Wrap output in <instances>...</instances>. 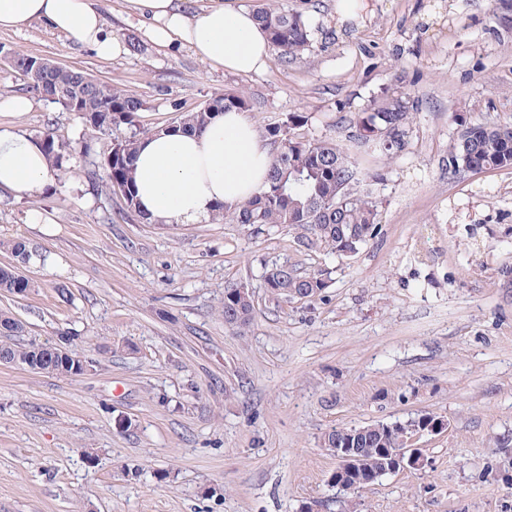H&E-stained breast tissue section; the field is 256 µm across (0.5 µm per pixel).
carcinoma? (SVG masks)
<instances>
[{
	"label": "carcinoma",
	"instance_id": "cac0c4a2",
	"mask_svg": "<svg viewBox=\"0 0 512 512\" xmlns=\"http://www.w3.org/2000/svg\"><path fill=\"white\" fill-rule=\"evenodd\" d=\"M271 44L281 50L283 58L293 59L310 50L312 26L301 12L283 10L278 0H264L255 11ZM0 51L13 55L11 69L31 78L32 55L13 49ZM42 79L55 89L63 110L70 112L64 92L74 84V70L55 68ZM250 102L244 93L215 96L196 109L182 112L178 126L185 131H200L218 112L235 108L245 112ZM84 108L102 114L96 131L106 133L121 124L134 126L138 113L145 110L144 100L136 93L118 87L99 85L84 100ZM415 101L404 93L388 90L379 105L356 119L359 143L387 156H396L408 143L414 119ZM456 138L448 148V173H478L512 168V127L472 122L467 116L455 115ZM307 123L301 112L288 113L286 120L265 128V136L278 146L268 174L267 185L241 205L220 207L212 216L215 222L234 224H270L300 230L311 236V243L340 257H351L377 231L380 201L363 187L364 174L359 161L339 144L329 140H308L294 130ZM388 130L391 139H374L372 132ZM41 145L52 161L56 176L67 170L72 156L69 143L46 134ZM137 136L118 140L104 157L99 169L88 171L109 192L119 191L129 206L138 208L133 192V173ZM330 272L302 271L288 263H275L263 278V288L274 300L318 297L328 287ZM30 281L21 279L8 267L0 268V290L14 294L16 288H28ZM253 293L247 289H224L221 314L224 325L241 329L254 315ZM420 428V421L406 424L378 422L358 428L335 427L323 438L324 447L358 448L365 459L367 473L363 481L347 480L339 492L350 498L388 474L382 449L396 448L404 438Z\"/></svg>",
	"mask_w": 512,
	"mask_h": 512
}]
</instances>
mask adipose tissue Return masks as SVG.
<instances>
[{"label":"adipose tissue","instance_id":"adipose-tissue-1","mask_svg":"<svg viewBox=\"0 0 512 512\" xmlns=\"http://www.w3.org/2000/svg\"><path fill=\"white\" fill-rule=\"evenodd\" d=\"M145 18L151 38L162 45L190 48L225 71L248 74L266 68L270 42L254 14L211 0L187 14L178 0H126ZM35 21L92 47L109 60L122 51L105 27L93 0H0V31H19ZM13 123L0 124V189L22 199L53 178L51 163L24 120L29 99L0 102ZM272 150L253 120L231 108L216 114L202 132H150L137 144L134 190L140 211L154 223L194 224L210 218L218 205L237 206L267 184Z\"/></svg>","mask_w":512,"mask_h":512}]
</instances>
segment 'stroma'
<instances>
[{"label":"stroma","mask_w":512,"mask_h":512,"mask_svg":"<svg viewBox=\"0 0 512 512\" xmlns=\"http://www.w3.org/2000/svg\"><path fill=\"white\" fill-rule=\"evenodd\" d=\"M96 2L124 48L109 61L38 22L0 32L146 102L136 127L102 134L0 67V99L30 97L27 131L75 148L41 192H0V240L33 253L30 289L0 293V310L24 324L14 344L67 336L92 363L70 378L0 365V512H512V168L448 173L455 112L512 126V24L494 0H365L341 27L337 0H279L309 16L312 46L288 62L271 50L250 74L155 43L124 0ZM391 85L418 110L399 156H361L383 207L350 258L282 226L143 224L87 176L114 140L227 92L247 95L258 128L301 112L300 135L350 147ZM275 262L331 281L274 301ZM241 286L255 314L233 330L220 307ZM423 415L448 424L421 433L424 469L347 500L328 485L330 429Z\"/></svg>","instance_id":"35a3bbf8"}]
</instances>
